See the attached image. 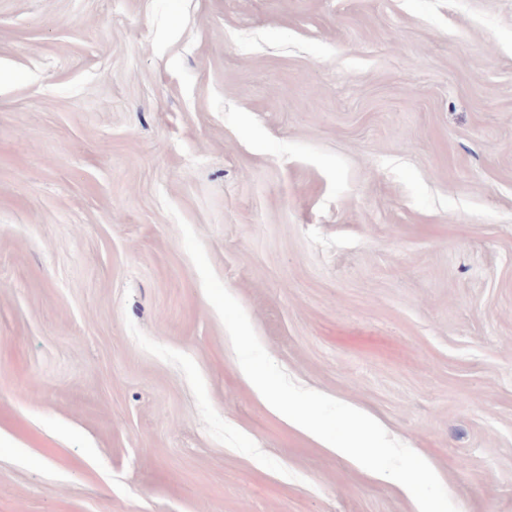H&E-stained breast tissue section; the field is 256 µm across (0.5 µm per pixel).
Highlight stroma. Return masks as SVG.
Masks as SVG:
<instances>
[{"mask_svg": "<svg viewBox=\"0 0 512 512\" xmlns=\"http://www.w3.org/2000/svg\"><path fill=\"white\" fill-rule=\"evenodd\" d=\"M512 512V0H0V512H418L241 376Z\"/></svg>", "mask_w": 512, "mask_h": 512, "instance_id": "obj_1", "label": "stroma"}]
</instances>
